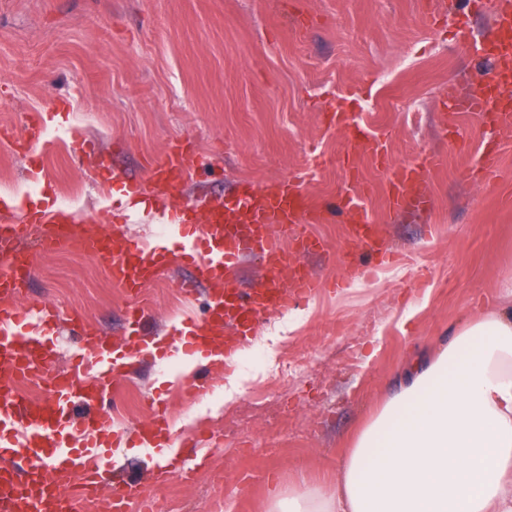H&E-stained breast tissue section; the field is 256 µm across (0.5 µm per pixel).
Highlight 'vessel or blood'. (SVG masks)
I'll use <instances>...</instances> for the list:
<instances>
[{
    "mask_svg": "<svg viewBox=\"0 0 512 512\" xmlns=\"http://www.w3.org/2000/svg\"><path fill=\"white\" fill-rule=\"evenodd\" d=\"M494 30L482 44L492 66L481 82L489 95L459 98L449 94L448 109L491 118L512 128V0H493ZM438 155H428L395 168L388 190V206L398 210L427 197L426 173L441 165ZM201 155L172 145L149 168L147 181L129 180V196L148 200L169 193L202 166ZM352 225V239L374 246L377 229L362 197L347 194L342 201ZM320 210L303 192V180L291 177L263 187L244 186L197 210L185 207L174 219L181 234L176 241L160 240L147 247L120 230L111 233H68L73 214L55 208H28L20 221L10 212L0 213V512H75L77 501L108 494L112 512H141L140 483L125 482L108 490L98 465L107 452L111 433L108 403L113 387L136 364L165 356L181 335H188L186 352L209 363L230 365L244 342L253 336L261 317L318 293L323 283L298 260L300 254L322 249L320 240L294 234L296 224L317 222ZM53 226L39 242L44 252H74L92 257L109 271L126 292L122 342L115 343L84 328L79 315L64 317L54 305L16 303L25 286L24 271L32 260L26 246L35 225ZM293 232L285 246L282 232ZM249 258L265 270L264 281L251 290L239 285V269ZM193 269L183 281L187 291L209 285L202 318L171 328L168 336L143 332L146 308L142 291L172 265ZM79 327L81 344L67 370L55 373V341L63 320ZM46 385L48 395L39 400L22 394L32 382ZM171 436L167 410L154 402L149 418L135 433L136 447L154 448ZM66 460L68 473L82 476L79 494L63 491L54 464Z\"/></svg>",
    "mask_w": 512,
    "mask_h": 512,
    "instance_id": "obj_1",
    "label": "vessel or blood"
}]
</instances>
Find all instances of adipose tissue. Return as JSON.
<instances>
[{
    "mask_svg": "<svg viewBox=\"0 0 512 512\" xmlns=\"http://www.w3.org/2000/svg\"><path fill=\"white\" fill-rule=\"evenodd\" d=\"M269 512H512V281L406 373L336 485L273 492Z\"/></svg>",
    "mask_w": 512,
    "mask_h": 512,
    "instance_id": "obj_1",
    "label": "adipose tissue"
}]
</instances>
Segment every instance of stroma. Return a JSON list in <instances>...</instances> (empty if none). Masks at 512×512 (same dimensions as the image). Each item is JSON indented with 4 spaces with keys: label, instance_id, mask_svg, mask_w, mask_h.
Returning <instances> with one entry per match:
<instances>
[{
    "label": "stroma",
    "instance_id": "1",
    "mask_svg": "<svg viewBox=\"0 0 512 512\" xmlns=\"http://www.w3.org/2000/svg\"><path fill=\"white\" fill-rule=\"evenodd\" d=\"M436 0H0V196L17 203L68 198L102 229L155 243L158 225L196 195L222 198L244 182L274 183L313 159L304 192L330 206L360 188L383 250L399 261L362 274L371 251L354 246L347 216L331 213L299 233L324 249L301 263L325 288L263 319L212 395L193 401L198 421L231 413L241 425L211 446L175 430L167 447L113 449L106 478L148 481L165 456L197 480L153 487L175 508L265 512L269 495L335 484L350 441L399 389L405 369L445 344L462 323L500 300L512 279V132L451 115L449 91L473 89L490 65L477 50L488 12L471 15L476 41H455ZM358 94L357 124L386 144L387 159L353 152L332 120L339 95ZM39 136L38 169L16 152ZM97 146L78 155L80 142ZM189 142L212 167L163 202L136 204L123 182L145 176L171 143ZM500 152V175L476 160ZM438 154L428 203L391 211L390 170ZM121 177L106 187L91 171ZM22 301L56 304L108 337L124 331L126 295L94 259L34 251ZM177 268L147 288L148 331L200 318L205 291L188 297ZM293 372L282 377L283 360ZM195 357L174 350L118 383L131 432L151 413L189 400Z\"/></svg>",
    "mask_w": 512,
    "mask_h": 512
}]
</instances>
